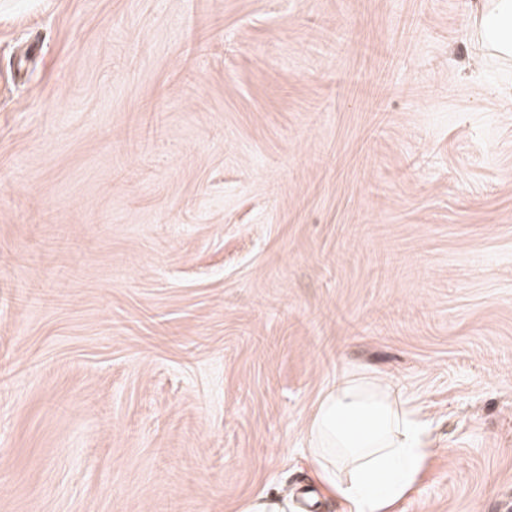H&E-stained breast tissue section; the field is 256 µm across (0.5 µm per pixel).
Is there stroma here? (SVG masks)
<instances>
[{
    "instance_id": "35a3bbf8",
    "label": "stroma",
    "mask_w": 512,
    "mask_h": 512,
    "mask_svg": "<svg viewBox=\"0 0 512 512\" xmlns=\"http://www.w3.org/2000/svg\"><path fill=\"white\" fill-rule=\"evenodd\" d=\"M473 0H0V512L312 485L336 379L512 503V67Z\"/></svg>"
}]
</instances>
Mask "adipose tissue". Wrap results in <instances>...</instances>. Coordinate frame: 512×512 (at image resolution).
I'll use <instances>...</instances> for the list:
<instances>
[{
    "label": "adipose tissue",
    "mask_w": 512,
    "mask_h": 512,
    "mask_svg": "<svg viewBox=\"0 0 512 512\" xmlns=\"http://www.w3.org/2000/svg\"><path fill=\"white\" fill-rule=\"evenodd\" d=\"M480 30L495 50L512 53V0H477ZM307 460L322 489L346 512H395L412 494L434 453L429 424L399 388L365 375L336 381L306 428Z\"/></svg>",
    "instance_id": "1"
}]
</instances>
